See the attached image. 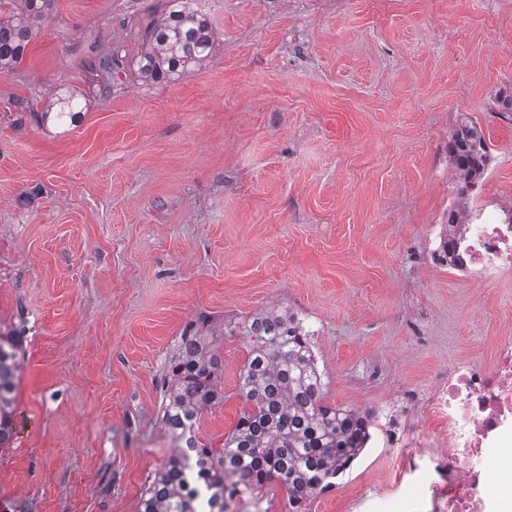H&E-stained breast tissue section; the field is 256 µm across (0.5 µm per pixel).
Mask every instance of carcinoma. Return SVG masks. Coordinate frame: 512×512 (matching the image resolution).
Wrapping results in <instances>:
<instances>
[{
  "instance_id": "obj_1",
  "label": "carcinoma",
  "mask_w": 512,
  "mask_h": 512,
  "mask_svg": "<svg viewBox=\"0 0 512 512\" xmlns=\"http://www.w3.org/2000/svg\"><path fill=\"white\" fill-rule=\"evenodd\" d=\"M56 0H0V70L24 59ZM193 0H165L161 19L147 31L140 58L142 77L161 82L193 70L213 50L208 20L190 7ZM81 110L70 95L59 99L54 119L73 124ZM448 156L465 196L490 161L482 131L461 121L448 141ZM239 330L250 339L239 372L237 395L243 409L220 448L197 437L199 413L224 401L217 385L220 363L211 341L198 332L183 339L171 360L162 422L176 445L196 448L195 462L182 453L170 457L148 485L140 512H227L236 497L264 494L282 485L289 506L299 512L311 497L336 486L365 450L369 414L322 403V382L309 330L288 310L261 312ZM24 358L23 336L0 327V448L15 435V392Z\"/></svg>"
}]
</instances>
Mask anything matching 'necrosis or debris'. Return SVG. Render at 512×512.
Returning <instances> with one entry per match:
<instances>
[{"label":"necrosis or debris","instance_id":"1","mask_svg":"<svg viewBox=\"0 0 512 512\" xmlns=\"http://www.w3.org/2000/svg\"><path fill=\"white\" fill-rule=\"evenodd\" d=\"M437 262L470 280L489 281L512 270V215L471 207L465 223L448 227V251ZM435 432L405 436L394 418H369L376 445L396 449L410 490L429 486L428 512H500L490 480L512 448V344H500L489 364L464 361L438 375L423 401Z\"/></svg>","mask_w":512,"mask_h":512}]
</instances>
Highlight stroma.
I'll return each mask as SVG.
<instances>
[{"mask_svg":"<svg viewBox=\"0 0 512 512\" xmlns=\"http://www.w3.org/2000/svg\"><path fill=\"white\" fill-rule=\"evenodd\" d=\"M215 50L167 82L137 70L162 0H57L0 73V325L24 326L0 512H139L175 452L162 384L213 334L220 447L250 348L288 309L314 333L328 404L401 410L436 374L512 340V273L470 281L435 250L458 121L491 148L470 201L512 210V0H195ZM118 51L124 67L94 70ZM81 120L39 116L65 92ZM306 512H421L366 449Z\"/></svg>","mask_w":512,"mask_h":512,"instance_id":"1","label":"stroma"}]
</instances>
